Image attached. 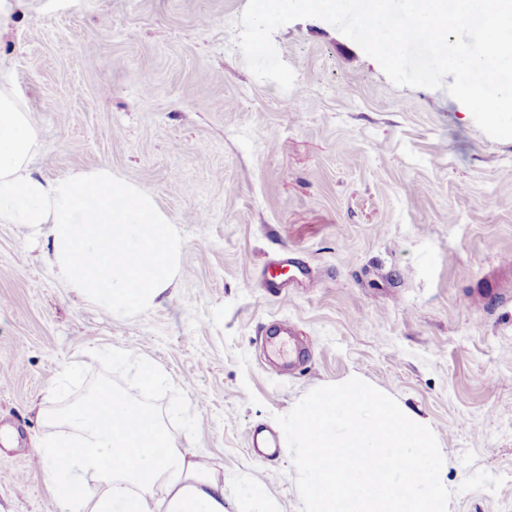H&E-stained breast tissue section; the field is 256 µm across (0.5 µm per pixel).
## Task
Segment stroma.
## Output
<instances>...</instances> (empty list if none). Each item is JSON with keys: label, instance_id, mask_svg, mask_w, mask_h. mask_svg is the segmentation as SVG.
Here are the masks:
<instances>
[{"label": "stroma", "instance_id": "obj_1", "mask_svg": "<svg viewBox=\"0 0 512 512\" xmlns=\"http://www.w3.org/2000/svg\"><path fill=\"white\" fill-rule=\"evenodd\" d=\"M248 0H22L0 38L33 113L32 168L110 165L151 190L182 237L157 306L107 315L52 272L44 239L0 224V512H55L39 411L101 381L159 414L217 468L226 512H302L287 444L309 390L358 376L423 418L448 512H512V139L446 89L395 86L321 19L278 28L293 89L236 44ZM309 278L266 291L261 258ZM136 357L164 386H139Z\"/></svg>", "mask_w": 512, "mask_h": 512}]
</instances>
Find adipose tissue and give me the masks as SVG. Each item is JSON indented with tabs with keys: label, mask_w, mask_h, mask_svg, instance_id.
Returning a JSON list of instances; mask_svg holds the SVG:
<instances>
[{
	"label": "adipose tissue",
	"mask_w": 512,
	"mask_h": 512,
	"mask_svg": "<svg viewBox=\"0 0 512 512\" xmlns=\"http://www.w3.org/2000/svg\"><path fill=\"white\" fill-rule=\"evenodd\" d=\"M6 83L0 74V224L45 237L58 277L106 313L159 304L182 245L154 193L108 166L35 175L36 124ZM41 417L56 430L38 460L58 512H225L212 466L188 460L158 416L130 396L103 389Z\"/></svg>",
	"instance_id": "ef3b65f1"
}]
</instances>
